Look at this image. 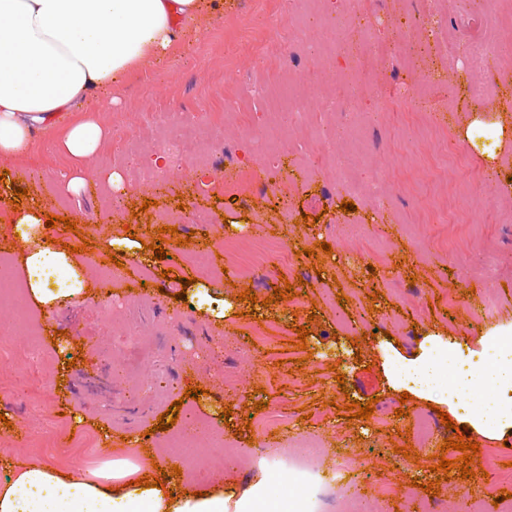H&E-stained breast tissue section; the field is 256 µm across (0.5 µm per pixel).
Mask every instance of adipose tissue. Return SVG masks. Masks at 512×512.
I'll list each match as a JSON object with an SVG mask.
<instances>
[{
    "label": "adipose tissue",
    "mask_w": 512,
    "mask_h": 512,
    "mask_svg": "<svg viewBox=\"0 0 512 512\" xmlns=\"http://www.w3.org/2000/svg\"><path fill=\"white\" fill-rule=\"evenodd\" d=\"M222 0H0V162L25 158L36 134L55 127L60 116L81 111L57 141L74 166L63 186L74 191L89 172L83 166L109 132L89 114L94 105L109 104L139 65L167 55L185 38L203 13L220 10ZM460 132L487 161H494L512 130L501 124L472 120ZM20 245L12 259L24 274L25 296L50 309L84 294L93 270L71 253L50 245L44 213L36 207L16 212L13 220ZM66 270V287L53 288L43 277L47 266ZM444 363L426 352L391 374L394 386L463 412L478 431L512 429V404L477 399L468 375L441 386ZM131 452L105 461L92 472L70 477L47 462L21 464L0 481V512H311L293 487L268 491V478L239 497L212 489L202 497H170L176 476L161 487L134 484L144 465L138 437Z\"/></svg>",
    "instance_id": "1"
}]
</instances>
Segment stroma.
Segmentation results:
<instances>
[{
  "mask_svg": "<svg viewBox=\"0 0 512 512\" xmlns=\"http://www.w3.org/2000/svg\"><path fill=\"white\" fill-rule=\"evenodd\" d=\"M340 24L371 60L368 91L346 101L350 130L330 149L316 131L339 122L326 104L350 77L349 58L331 54ZM436 25L439 42L426 43ZM478 42L498 49L482 68L463 52ZM287 43L322 54L286 68ZM478 85L490 94L474 98ZM294 106L297 125L281 116ZM471 117L512 124V0H224L222 15L202 16L165 63L144 60L96 114L109 136L84 165L122 174L124 209L109 207L95 179L64 190L68 159L55 134L37 137L0 180V240L14 237L8 194L21 187L23 204L76 221V231L59 226L52 236L76 246L81 263L101 268L108 239L127 227L145 244L162 243L167 256H123L122 280H95L83 297L46 311L16 299L18 269L0 279V480L12 463L94 469L102 449L126 455L124 437L134 431L153 459L144 475L178 465L190 492L221 484L241 493L266 473L297 485L315 512H347L356 477L361 512H464L473 503L499 512L495 497L512 493V430L467 428L480 446L472 477L451 469L439 494H427L432 456H460L442 448L457 432L422 397L402 401L388 378L390 361L415 359L440 339L459 363L478 364L512 330V142L487 166L456 132ZM187 127L206 134L221 169L188 153L156 182L155 139ZM215 129L221 142L210 138ZM228 170L262 171L263 191L226 192ZM345 200L353 212L341 211ZM185 209L201 224L182 222ZM305 214L316 225L302 222ZM165 226L170 234L160 235ZM323 242L332 254L308 257ZM199 251L220 275L193 262ZM167 269L173 280H163ZM193 278L234 302L223 326L181 297ZM288 283L296 297L267 303ZM247 290L261 305L239 301ZM300 325L310 329L303 346ZM195 384L206 391L198 401L184 395ZM178 399L176 423L158 429ZM349 399L375 400L373 415L347 421L339 408ZM210 404L232 407L229 424L207 416L208 427L240 456L221 462L212 439L199 438V455L176 457L171 444ZM399 407L405 416H395ZM421 417L431 437L412 432ZM304 436L313 445L299 462L266 458L276 444L300 449ZM408 443L409 459L398 452Z\"/></svg>",
  "mask_w": 512,
  "mask_h": 512,
  "instance_id": "stroma-1",
  "label": "stroma"
}]
</instances>
